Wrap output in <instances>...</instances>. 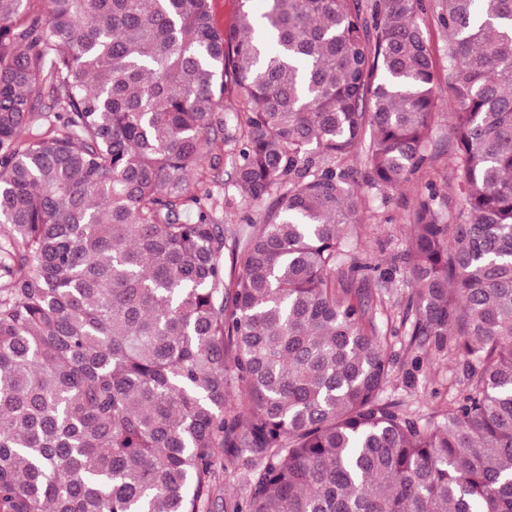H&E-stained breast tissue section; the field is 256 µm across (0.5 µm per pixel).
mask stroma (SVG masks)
Listing matches in <instances>:
<instances>
[{"mask_svg":"<svg viewBox=\"0 0 512 512\" xmlns=\"http://www.w3.org/2000/svg\"><path fill=\"white\" fill-rule=\"evenodd\" d=\"M438 96L434 130L426 146L431 164L412 175L402 189L384 194L366 191L359 223L343 229L345 239L357 246L367 261L393 271L388 280H379L372 274L365 281L369 298L383 300L385 305L377 322L387 334V353L393 367L382 398L424 421L447 413L467 388L461 365L451 363L446 353L418 349L408 327L401 323L410 293L401 266L411 237L412 213L428 182L447 191L446 176L452 165L448 110L453 97L445 89Z\"/></svg>","mask_w":512,"mask_h":512,"instance_id":"stroma-1","label":"stroma"}]
</instances>
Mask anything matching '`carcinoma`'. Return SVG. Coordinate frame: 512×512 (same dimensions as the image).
Listing matches in <instances>:
<instances>
[{
	"instance_id": "cac0c4a2",
	"label": "carcinoma",
	"mask_w": 512,
	"mask_h": 512,
	"mask_svg": "<svg viewBox=\"0 0 512 512\" xmlns=\"http://www.w3.org/2000/svg\"><path fill=\"white\" fill-rule=\"evenodd\" d=\"M238 2L0 0V512H211L226 461L232 512H512V0H438L442 75L429 0ZM443 82L403 320L468 384L423 423L342 226L428 165ZM227 143L270 201L229 247ZM237 0H213V18L217 27L224 29L236 21ZM420 23L433 49L437 70L443 74L446 67V58L444 52L448 34L440 26L437 20L436 10L428 11V13L422 17Z\"/></svg>"
}]
</instances>
